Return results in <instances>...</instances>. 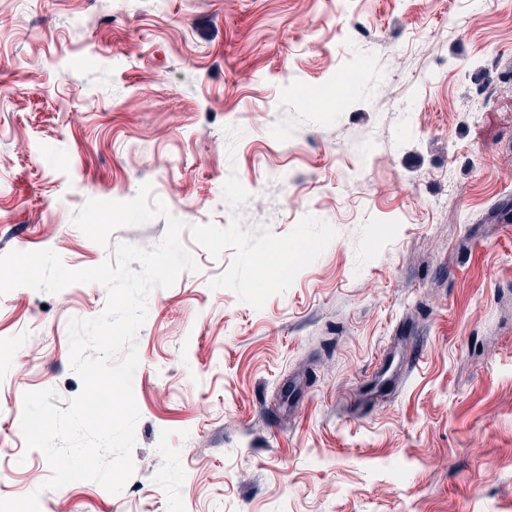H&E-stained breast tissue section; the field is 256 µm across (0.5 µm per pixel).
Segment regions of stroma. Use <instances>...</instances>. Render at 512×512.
I'll list each match as a JSON object with an SVG mask.
<instances>
[{
    "label": "stroma",
    "mask_w": 512,
    "mask_h": 512,
    "mask_svg": "<svg viewBox=\"0 0 512 512\" xmlns=\"http://www.w3.org/2000/svg\"><path fill=\"white\" fill-rule=\"evenodd\" d=\"M511 70L512 0H0V255L159 244L73 223L147 183L199 266L148 295L117 494L40 492L20 427L106 288L0 295V499L512 512Z\"/></svg>",
    "instance_id": "1"
}]
</instances>
